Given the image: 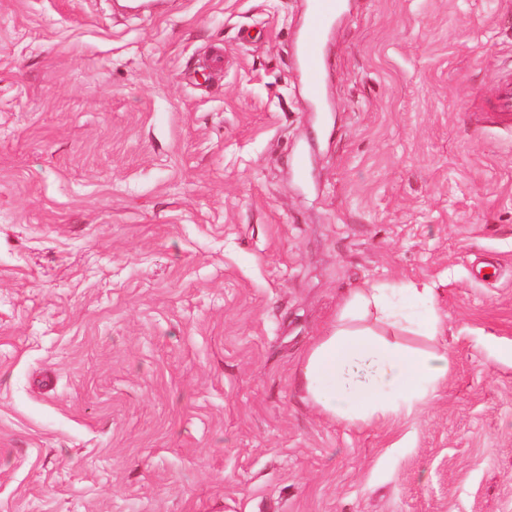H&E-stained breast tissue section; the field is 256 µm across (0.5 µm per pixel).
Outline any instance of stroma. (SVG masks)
Returning a JSON list of instances; mask_svg holds the SVG:
<instances>
[{
    "mask_svg": "<svg viewBox=\"0 0 512 512\" xmlns=\"http://www.w3.org/2000/svg\"><path fill=\"white\" fill-rule=\"evenodd\" d=\"M160 3L0 0V512H512V0H351L324 126L302 0ZM391 281L448 380L332 422L301 361ZM488 113L501 124L512 123V70L499 75Z\"/></svg>",
    "mask_w": 512,
    "mask_h": 512,
    "instance_id": "35a3bbf8",
    "label": "stroma"
}]
</instances>
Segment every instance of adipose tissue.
<instances>
[{"label": "adipose tissue", "instance_id": "ef3b65f1", "mask_svg": "<svg viewBox=\"0 0 512 512\" xmlns=\"http://www.w3.org/2000/svg\"><path fill=\"white\" fill-rule=\"evenodd\" d=\"M433 288L378 283L351 292L306 354L298 372L306 398L326 419L347 426L384 423L431 400L447 381L451 361L437 349H416L389 339L383 328L437 341L443 320ZM404 300L427 313L400 310Z\"/></svg>", "mask_w": 512, "mask_h": 512}]
</instances>
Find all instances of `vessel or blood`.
I'll return each instance as SVG.
<instances>
[{
  "label": "vessel or blood",
  "mask_w": 512,
  "mask_h": 512,
  "mask_svg": "<svg viewBox=\"0 0 512 512\" xmlns=\"http://www.w3.org/2000/svg\"><path fill=\"white\" fill-rule=\"evenodd\" d=\"M344 0H307L298 37L297 64L311 111H326L328 46ZM488 112L502 124L512 123V70L498 77Z\"/></svg>",
  "instance_id": "1"
}]
</instances>
